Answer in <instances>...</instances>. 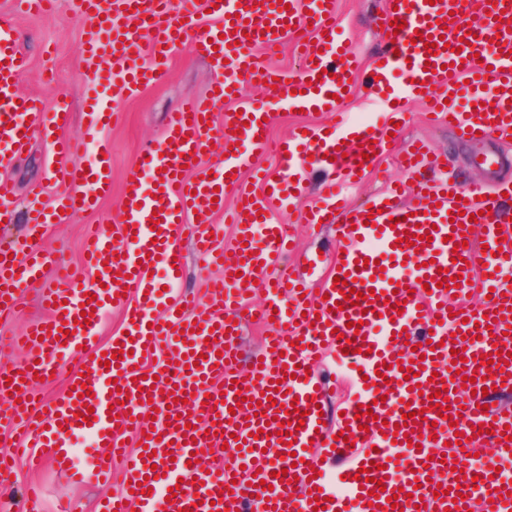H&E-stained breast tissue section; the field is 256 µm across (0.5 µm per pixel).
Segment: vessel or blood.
<instances>
[{
	"label": "vessel or blood",
	"instance_id": "obj_1",
	"mask_svg": "<svg viewBox=\"0 0 512 512\" xmlns=\"http://www.w3.org/2000/svg\"><path fill=\"white\" fill-rule=\"evenodd\" d=\"M216 18L202 32L195 50L221 73L209 98H184L168 115L162 142L145 147L124 183L125 208L113 230L91 235L85 244V275L57 286L44 281L50 263L39 230L66 223L75 213L97 210L112 191L108 145L99 130L116 114L114 104L137 96L143 87L167 80V59L187 26L189 0H77L75 12L90 16L85 34V65L106 71L108 97H94L88 134L96 155L91 163L75 146L59 141L54 172L59 190L44 199L32 191L26 233L0 235V317L14 313L25 289H38L48 312L32 324L22 344L20 371H0V394L13 401L0 407V422L23 421L26 445L67 448L73 436L91 434L109 456H96L98 476L120 471L121 493L100 504V512H156L166 501L171 512H469L476 501H492L494 512H512V475L471 465L467 451L491 445L495 457L512 460L504 441L512 413L489 405L482 388L512 392V221L501 208L500 193L512 197V182L495 187L496 198L480 199L477 189L447 180L416 183L413 191L394 187L367 204L351 207L336 183L321 192L307 223L336 226L340 251L328 264L318 293H302L306 279L285 266L291 237L270 215L272 201L283 200L285 180L299 166L313 164L353 178L372 171L388 152L394 123L405 122L418 92L430 98L435 123L448 124L469 141L512 136V0H386L380 24L391 36L381 63L372 69L377 87L387 88L388 121L382 125L337 124L329 131L312 127L272 139L264 106L250 105L224 115L223 137L229 152L212 170L199 168L207 150L212 111L245 81L275 79L273 97L290 111L337 112L340 94L351 87L357 62L350 40L336 23V0H319L307 10L304 0H207ZM404 27L394 30L393 20ZM307 34L297 72L274 71L263 49ZM152 56L143 60L144 38ZM443 38L428 52L425 38ZM29 68L16 47L11 23L0 18V166L23 154L38 133L64 124L63 100L20 95ZM404 80L390 87V74ZM463 84H454L456 75ZM275 155L278 176L265 174L260 158ZM409 170H438L441 158L420 141L400 158ZM193 178H186V170ZM259 177L263 193L241 190L243 173ZM237 188L233 209L214 201L215 189ZM229 214L236 230L232 249L210 236L211 219ZM195 219L193 241L221 269L206 283L205 295L222 301L219 309L200 307L198 299L170 297L180 267L174 259L186 216ZM415 231L413 243L405 232ZM417 267L416 277L403 272ZM459 279L460 292L472 283L491 291L490 299L469 308L449 305L441 269ZM101 273L91 283L87 272ZM362 292L360 304H344L338 286ZM262 283L267 301L258 319L270 323L248 369H240L239 339L247 323L246 298ZM120 311L124 333L113 336L103 353L85 354L105 316ZM354 353H346L347 344ZM165 352V377L146 378L143 359ZM460 350L468 371L477 375L475 391L461 390L452 363ZM357 363L367 385L336 426L318 415L323 403L316 362L326 351ZM79 357L69 386L85 387L80 398L62 394L44 404L28 396L33 376H49L60 363ZM413 377H404L403 367ZM445 391L449 415L433 398ZM92 406L88 421L77 414ZM371 406L363 414L361 406ZM168 418L155 419L158 407ZM413 418H406V411ZM134 433L142 447L128 453L122 444ZM466 450H459L458 442ZM234 462L201 469L222 446ZM331 449L348 459L344 494H332L328 471L313 462V448ZM405 449L410 470L394 477L395 451ZM461 470L449 493L437 494L433 472ZM367 479H359V470ZM180 495H172V486Z\"/></svg>",
	"mask_w": 512,
	"mask_h": 512
}]
</instances>
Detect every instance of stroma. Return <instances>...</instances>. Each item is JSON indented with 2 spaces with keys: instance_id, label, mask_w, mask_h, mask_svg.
Returning a JSON list of instances; mask_svg holds the SVG:
<instances>
[{
  "instance_id": "stroma-1",
  "label": "stroma",
  "mask_w": 512,
  "mask_h": 512,
  "mask_svg": "<svg viewBox=\"0 0 512 512\" xmlns=\"http://www.w3.org/2000/svg\"><path fill=\"white\" fill-rule=\"evenodd\" d=\"M382 7L383 0H336L337 19L350 35L354 52L365 68L370 67L385 48V38L379 26ZM0 16L13 21L18 46L31 61L30 69L20 84L21 92L38 94L49 100L62 98L69 109L66 124L56 129L54 135L35 136L27 153L0 169V175L11 180L15 186L13 224L19 230L26 222L30 187L43 185L49 196L58 188L53 179V166L58 161L54 138L81 140L86 135L85 88L92 75L83 63V22L71 17L69 0H57L56 12L52 15L18 12L11 0H0ZM168 70V79L163 86L147 88L136 98L119 103L117 120L102 131L112 155L111 195L100 201L97 211L78 214L68 223L55 224L47 229L42 246L62 263L71 267L80 266L85 236L100 229L102 218L119 214L123 206L125 174L145 146L162 141L168 113L185 97L208 96L219 79L218 73L206 59L196 54L188 40L175 46ZM264 98L262 88L246 82L242 85L237 104L220 105L215 112V130L209 150L201 159L202 165L208 166L223 158L221 128L225 113L232 111L234 106L243 107ZM413 139L425 140L432 150L445 155L448 175L457 177L463 183L478 184L491 190L497 180H512V165L503 168L495 177L473 168L470 159L477 151L476 146L458 139L447 126L428 125L422 103L416 102L409 109L403 131L391 146V155L383 159L380 172L366 175L359 184L349 187L348 193L354 203H364L390 182L410 185L428 176L427 168L406 172L394 161V152L400 151ZM326 179L325 170L306 168L301 180L306 195L300 206L292 207L277 201L270 206L272 219L286 225L295 236L298 251L292 259L293 264L303 265L307 254H328L336 248L333 227L311 231L300 221L302 209L316 202ZM318 374L327 394L328 420L336 422L340 411L345 409L352 397L349 386L352 370L339 366L335 354L330 353L321 360ZM43 454L45 466L37 473L28 469L24 459H16L11 480L0 482V512H19L24 491L32 484L42 487L40 512H58L63 506L67 507L68 512H96L98 500L121 490L119 480H112L107 485L98 482L88 463L90 451L87 448L75 447L72 460L66 466L58 465L51 449H44Z\"/></svg>"
}]
</instances>
